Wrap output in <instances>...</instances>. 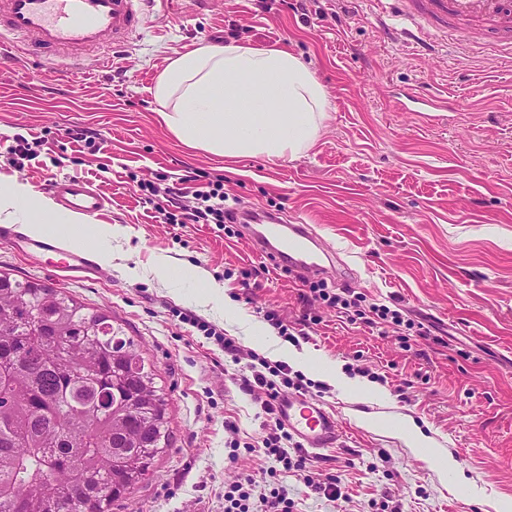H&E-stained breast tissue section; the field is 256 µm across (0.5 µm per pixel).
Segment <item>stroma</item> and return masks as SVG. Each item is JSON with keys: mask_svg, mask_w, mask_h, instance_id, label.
<instances>
[{"mask_svg": "<svg viewBox=\"0 0 512 512\" xmlns=\"http://www.w3.org/2000/svg\"><path fill=\"white\" fill-rule=\"evenodd\" d=\"M399 0H155L133 39L105 67L15 46L0 58V179L46 195L52 181L87 179L108 199L97 221L116 227L88 248L112 255L95 278L56 272L0 240V271L63 290L107 312L153 365L170 416V444L112 512H224L240 473L255 493L283 486L298 512H497L512 506V66L494 69L483 47L446 32L427 44L406 26L386 28ZM233 40L292 51L325 89L314 144L296 157L222 161L182 146L157 120L152 89L170 59ZM446 92L433 120L397 109L404 95ZM97 135L94 148L74 141ZM40 139L15 165L17 137ZM220 180L229 207L279 210L312 224L337 253L350 288L402 309L428 333L408 343L353 325L309 302L302 277L255 251L246 234L213 224H167L136 183L180 187ZM170 264L168 278L153 272ZM299 326L279 335L264 312ZM190 313L240 343V363L184 322ZM315 357L291 365L306 396L343 429L312 450L314 473L339 477L331 500L294 476L272 479L257 454L230 458V441L255 442L259 406L236 380L252 356L276 349ZM336 365L338 381L324 379ZM234 421L238 434L225 432ZM413 429L451 463L444 473L407 444ZM375 461L378 472L366 465Z\"/></svg>", "mask_w": 512, "mask_h": 512, "instance_id": "obj_1", "label": "stroma"}]
</instances>
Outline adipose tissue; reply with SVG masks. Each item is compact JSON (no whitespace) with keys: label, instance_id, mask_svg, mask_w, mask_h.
<instances>
[{"label":"adipose tissue","instance_id":"obj_1","mask_svg":"<svg viewBox=\"0 0 512 512\" xmlns=\"http://www.w3.org/2000/svg\"><path fill=\"white\" fill-rule=\"evenodd\" d=\"M153 94L158 119L175 138L224 159L300 155L314 143L327 107L323 86L299 56L232 41L171 59ZM0 215L34 234L72 221L17 181H0Z\"/></svg>","mask_w":512,"mask_h":512}]
</instances>
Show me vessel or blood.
Here are the masks:
<instances>
[{"label": "vessel or blood", "mask_w": 512, "mask_h": 512, "mask_svg": "<svg viewBox=\"0 0 512 512\" xmlns=\"http://www.w3.org/2000/svg\"><path fill=\"white\" fill-rule=\"evenodd\" d=\"M143 0H0V46L18 42L40 57L102 61L104 50L126 42L145 22ZM398 21H410L420 34L430 28L469 26L493 42L496 60L512 63V0H404ZM50 194L63 209L86 217L99 214L106 199L80 177L54 181ZM240 219L255 249L284 267L305 274L321 272L330 251L303 219L282 223L278 214L262 208L241 212ZM9 237L28 254L48 257L63 273L99 272L91 251L70 247L54 237H31L17 225L1 224L0 238ZM279 412L289 432L304 447L329 448L340 439L333 413L314 398L288 393Z\"/></svg>", "instance_id": "b4317fda"}]
</instances>
